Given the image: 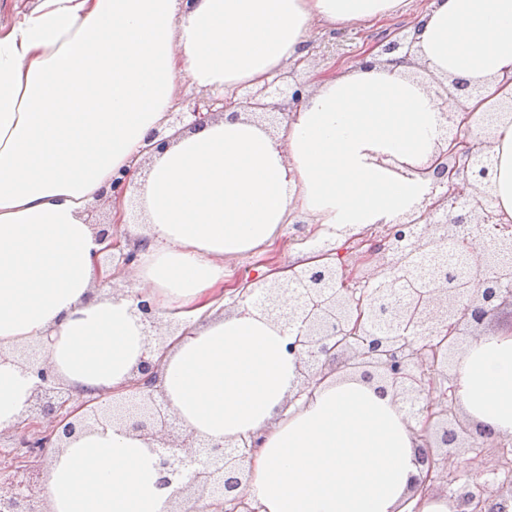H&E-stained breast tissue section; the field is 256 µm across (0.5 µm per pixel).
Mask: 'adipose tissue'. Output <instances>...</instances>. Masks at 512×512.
Segmentation results:
<instances>
[{
  "mask_svg": "<svg viewBox=\"0 0 512 512\" xmlns=\"http://www.w3.org/2000/svg\"><path fill=\"white\" fill-rule=\"evenodd\" d=\"M406 0H35L0 26V427L35 380L14 348L40 344L53 373L83 392L122 390L154 337L182 323L160 378L181 428L210 444L255 438L240 487L258 512H457L415 493L416 435L393 392L340 369L301 389L290 332L224 295L226 265L273 247L304 217L344 245L422 208L430 181L380 164L429 162L453 128L410 68L377 62L316 84L279 134L236 109L153 153L149 133L191 83L223 96L263 85L309 54L315 27L395 16ZM418 56L437 76L495 86L512 71V0H434ZM492 205L512 219V122L492 134ZM111 196L131 271L105 267L88 207ZM110 280L112 292L100 285ZM154 311L144 321L136 295ZM452 392L477 427L512 438V325L464 344ZM155 441L115 422L49 451L50 512H209L164 483Z\"/></svg>",
  "mask_w": 512,
  "mask_h": 512,
  "instance_id": "adipose-tissue-1",
  "label": "adipose tissue"
}]
</instances>
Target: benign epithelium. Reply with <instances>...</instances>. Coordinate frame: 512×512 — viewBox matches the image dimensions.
<instances>
[{"mask_svg":"<svg viewBox=\"0 0 512 512\" xmlns=\"http://www.w3.org/2000/svg\"><path fill=\"white\" fill-rule=\"evenodd\" d=\"M413 45L414 40L403 28H395L375 39L360 63H366L372 54H398L411 61ZM457 86L456 82L447 84L433 78L435 95L443 103H451L445 116L456 133L444 141L430 164L412 168L420 177L432 171L429 204L408 216L406 222L393 224L379 234L350 237L353 246L345 251H336V244L326 241L313 244L316 257L324 259L314 272L308 271L302 260L287 265L289 274L283 281L271 280L265 272L236 287L251 297L255 309L277 315L292 329L289 350L301 359L303 388H309L325 370L351 362L362 370L363 378L381 384V390L389 388L404 404L419 407L425 428L418 433V448L425 452L416 458L422 474L416 490L446 495L456 501L461 512H485L490 501L486 491L474 490L470 482L454 478L448 471V446L471 449L473 442L471 425L459 419L456 404L445 394L436 396L437 378H448L450 360V354L442 356L440 349L445 344L453 348L463 327L480 329L506 301L512 302L511 290L489 287L493 281H512V266L500 267L491 254H482L469 263L473 292L466 297L448 283V277L432 276L421 297L419 331L406 336L385 334L387 326L400 331L402 291L412 272L450 250L468 248L476 233L485 236L493 228H512L491 206L492 184L488 180L492 131L500 120L512 118V98L488 108L482 118L483 134L473 135L468 120L476 89L461 95ZM306 93L305 84L281 73L245 94L238 107L254 115L277 113L284 120ZM222 104L224 99L210 96L188 99L185 109L169 113L164 129L149 134L144 151L149 155L174 136L195 129L203 119L224 112ZM473 213L481 214L482 225L476 228L468 225ZM98 233L110 241L102 262L118 270L131 268L137 249L123 243L119 226L102 224ZM397 253L408 259L407 267L400 270L394 265ZM372 260L377 265L366 269ZM286 293L290 298L285 303L282 297ZM372 335L385 337L386 346L378 354L365 347V337ZM15 357L36 382L26 418L0 431L8 435L9 447L29 449L25 459L11 458L14 479L6 487L0 485V512H48L43 495L47 448H62L77 434L112 421L129 423L158 442L166 482L190 469L193 478L186 490L208 497L214 512H255L245 496L230 499L228 493L241 485L257 442L209 446L189 432L176 431V419L158 386L160 362L142 360L139 377L128 386L129 394L115 400L106 394H76L53 374L45 354L19 349ZM503 469L509 470V476L493 481V492L512 494V462L499 457L494 461L493 474Z\"/></svg>","mask_w":512,"mask_h":512,"instance_id":"obj_1","label":"benign epithelium"}]
</instances>
